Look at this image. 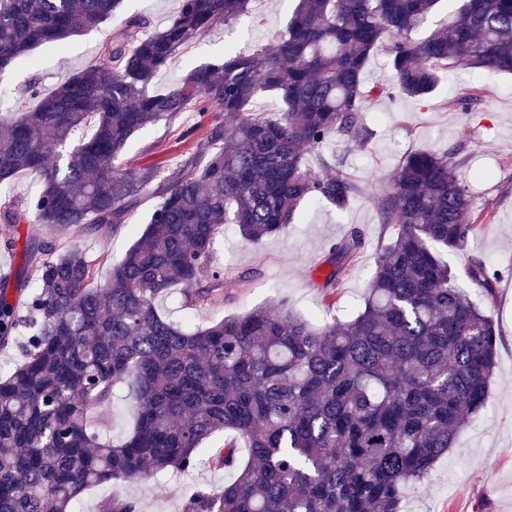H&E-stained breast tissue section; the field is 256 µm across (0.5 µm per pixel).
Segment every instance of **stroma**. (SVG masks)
Here are the masks:
<instances>
[{
	"label": "stroma",
	"mask_w": 512,
	"mask_h": 512,
	"mask_svg": "<svg viewBox=\"0 0 512 512\" xmlns=\"http://www.w3.org/2000/svg\"><path fill=\"white\" fill-rule=\"evenodd\" d=\"M294 6L295 0H255L250 13L181 47L170 68L157 77L156 88L174 86L187 65L208 62L225 49L272 45L285 30ZM112 30L106 22L62 42L36 46L0 74V112L16 117L35 107V100L18 99V86L35 78L42 92L50 93L67 75L99 59ZM471 87L481 88L483 102L479 111L465 112L453 101ZM365 109L372 132L368 150L332 140L320 153L307 157L315 172L321 169V157L341 158L345 172L360 187L347 209L304 202L293 224L256 245L243 241L234 225H225L224 237L216 245L226 276L223 304L190 311L170 298L160 307L171 318L194 327L282 298L294 313L322 323L346 318L362 303L376 256L395 233L378 222V200L385 190L382 177L406 154L426 148L453 152L462 163L460 174L474 208L492 212L494 219L479 225L463 249L445 252L443 258L460 272L474 259L495 272L493 298L485 299L479 292L474 298L487 303L493 316L497 365L487 410L469 419L453 448L409 489L402 512H512V78L454 68L442 74L427 99L374 97L366 101ZM208 122L194 109L147 126L129 139L116 166L130 174L152 164L161 172L171 171L198 151ZM155 204L153 196H145L126 223L92 224L80 234L49 224L7 227L18 251L0 250V276L18 269L21 246L34 238L60 248L79 245L99 278H106L144 229ZM355 230L361 233L363 246L340 279L336 308L325 309L321 287L331 270L325 258L331 246L343 243ZM234 477L232 470L203 466L188 475L96 486L77 499L74 512H99L102 502L114 495L135 501L138 512H183L187 485L222 486Z\"/></svg>",
	"instance_id": "stroma-1"
}]
</instances>
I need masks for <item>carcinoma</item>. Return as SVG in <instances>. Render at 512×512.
Segmentation results:
<instances>
[{"instance_id":"cac0c4a2","label":"carcinoma","mask_w":512,"mask_h":512,"mask_svg":"<svg viewBox=\"0 0 512 512\" xmlns=\"http://www.w3.org/2000/svg\"><path fill=\"white\" fill-rule=\"evenodd\" d=\"M252 2L180 0L143 37L144 18L118 19L121 0H0L1 73L38 44L116 21L102 57L49 95L28 82L22 93L37 108L0 115V183L40 182L26 207H0V224L125 223L160 174L114 170L128 140L191 106L215 112L203 147L157 180L162 201L105 280L79 247L30 240L17 274L27 299L9 301L0 282V346L27 336L24 360L0 376V512H72L89 487L189 473L222 431L234 437L208 463L235 479L194 488L184 512H401L406 490L486 403L496 330L462 279L490 297L495 277L478 260L462 278L439 250L462 248L492 215L473 209L448 152L409 154L388 175L379 223L397 232L349 320L315 323L282 302L191 329L160 312L176 285L189 308L224 303L215 244L228 215L257 244L307 200L348 207L359 187L342 163L315 173L305 159L333 138L367 149L371 95L424 99L453 67L512 74V0H454V22L424 38L414 34L443 0H297L275 44L226 52L153 88L179 47ZM380 48L394 83L369 87L365 68ZM263 91L283 104L276 121L254 106ZM360 247L354 233L331 248L324 287ZM116 387L134 425L115 443L91 418ZM101 512L136 505L114 496Z\"/></svg>"}]
</instances>
